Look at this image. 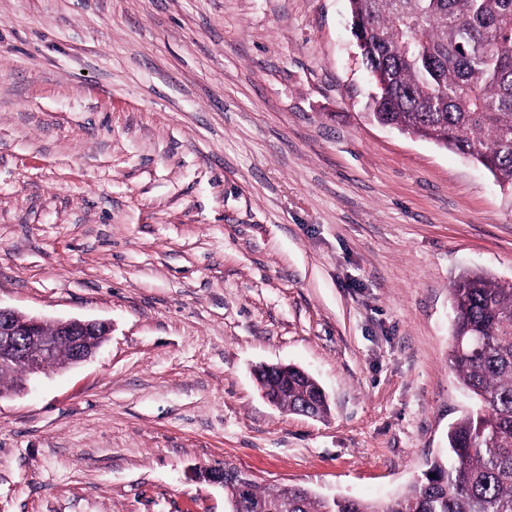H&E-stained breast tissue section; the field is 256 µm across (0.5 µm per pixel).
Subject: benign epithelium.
I'll return each instance as SVG.
<instances>
[{
	"label": "benign epithelium",
	"mask_w": 512,
	"mask_h": 512,
	"mask_svg": "<svg viewBox=\"0 0 512 512\" xmlns=\"http://www.w3.org/2000/svg\"><path fill=\"white\" fill-rule=\"evenodd\" d=\"M17 317V312L0 307V369L9 367L18 358L23 359L26 366L25 375L15 385L17 389L51 369L46 359L55 353L57 347L67 345L71 348L72 355L66 366H75L95 354L88 344L98 330H111L105 321L66 319L54 321L59 333L47 336L43 331L44 319L25 316L19 322Z\"/></svg>",
	"instance_id": "benign-epithelium-1"
}]
</instances>
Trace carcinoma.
I'll use <instances>...</instances> for the list:
<instances>
[{"label": "carcinoma", "mask_w": 512, "mask_h": 512, "mask_svg": "<svg viewBox=\"0 0 512 512\" xmlns=\"http://www.w3.org/2000/svg\"><path fill=\"white\" fill-rule=\"evenodd\" d=\"M371 80L392 95L370 97L368 117L477 161L512 188V0H348ZM450 367L477 401L448 430L434 459L403 495L379 504L297 487L263 488L233 466L228 503L265 512H512V287L461 274ZM279 406L307 414L314 381L262 374Z\"/></svg>", "instance_id": "1"}]
</instances>
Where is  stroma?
<instances>
[{"label": "stroma", "mask_w": 512, "mask_h": 512, "mask_svg": "<svg viewBox=\"0 0 512 512\" xmlns=\"http://www.w3.org/2000/svg\"><path fill=\"white\" fill-rule=\"evenodd\" d=\"M370 91L347 0H0V306L112 325L0 395V512H225L224 462L384 501L445 452L450 288L512 281V195ZM262 369H277L281 372H288V382L274 374H262L263 379L269 384L272 393L278 400L279 406L282 407V409L304 415L312 410L313 403L316 402V385L314 381L301 376L296 371H288V365L261 364L256 368V374Z\"/></svg>", "instance_id": "35a3bbf8"}]
</instances>
